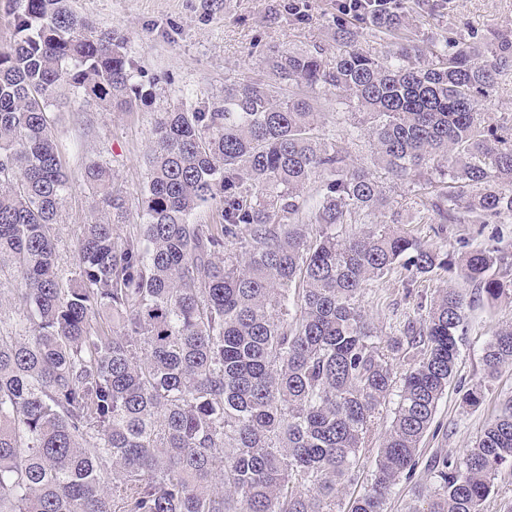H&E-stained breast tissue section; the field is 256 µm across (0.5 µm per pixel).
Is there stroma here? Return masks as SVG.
Returning <instances> with one entry per match:
<instances>
[{"label":"stroma","instance_id":"1","mask_svg":"<svg viewBox=\"0 0 512 512\" xmlns=\"http://www.w3.org/2000/svg\"><path fill=\"white\" fill-rule=\"evenodd\" d=\"M430 8L401 0L411 36L426 43L446 37L461 41L497 33L512 39V0H430ZM72 10L93 20L102 30L120 29L137 62L152 100L139 112L122 115L89 110L75 101L61 113L56 135L74 180L65 199L58 226L59 267L71 275L77 255L76 237L91 214L92 198L79 173L85 156L99 155L116 170L130 194L146 180L144 154L155 115L182 105L210 101L225 81L269 82L263 64L269 48L305 49L321 46L325 57L336 54L332 28L339 14L336 0H69ZM325 131L335 138L354 162L371 166V145L356 128L351 107L329 104ZM95 123L84 131L86 112ZM385 185L404 221L403 230L430 247L458 256L475 247L501 250L507 265L495 271L512 279V217L488 224H423L421 212L431 207L428 197L411 183L386 180ZM402 274L368 282L362 304L380 337L395 335L406 319L415 318L417 305L449 286L448 277L432 274L405 289ZM467 312L468 330L460 346L458 372L440 400L430 430L420 445L421 459L438 451L462 454L480 431L497 416L504 399L512 396V366L490 381L484 380L482 356L496 329L512 322V299L493 301L476 293ZM481 384L484 397L471 406L464 393ZM393 417L392 407L381 408L368 445L363 449L355 481L346 487L336 512H347L349 501L362 491L373 469L378 448Z\"/></svg>","mask_w":512,"mask_h":512}]
</instances>
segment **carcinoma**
I'll return each instance as SVG.
<instances>
[{"label":"carcinoma","mask_w":512,"mask_h":512,"mask_svg":"<svg viewBox=\"0 0 512 512\" xmlns=\"http://www.w3.org/2000/svg\"><path fill=\"white\" fill-rule=\"evenodd\" d=\"M351 12L387 51L356 48L338 17L335 57L274 48L272 82L226 80L216 102L158 113L136 199L109 162L85 159L99 216L80 226L64 280L61 89L127 113L150 92L120 30L67 0H0L14 28L0 49V277L19 300L0 320V512H335L390 400L371 482L348 512H386L413 478L470 298L442 288L382 342L366 283L400 267L409 295L440 270L492 301L512 298V283L491 274L503 255L453 259L387 223L383 181L326 136L320 97L355 104L374 165L434 197L442 223L461 212L485 224L512 215V125L480 107L512 75V40L427 51L402 17ZM482 362L487 380L512 365L511 323ZM507 466L511 398L466 453L427 460L412 512H482Z\"/></svg>","instance_id":"carcinoma-1"}]
</instances>
